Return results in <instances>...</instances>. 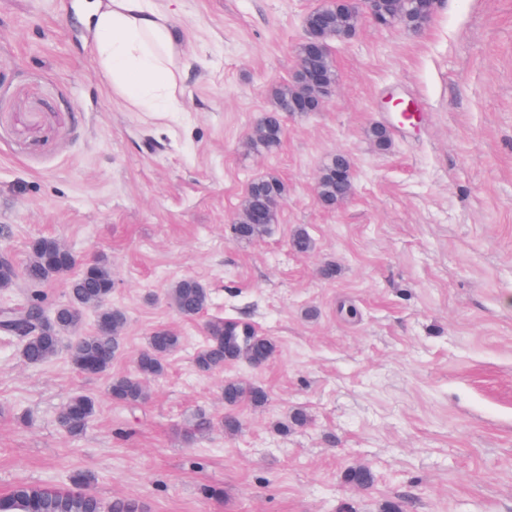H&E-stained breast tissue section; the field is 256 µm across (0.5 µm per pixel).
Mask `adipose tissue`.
<instances>
[{
  "instance_id": "ef3b65f1",
  "label": "adipose tissue",
  "mask_w": 512,
  "mask_h": 512,
  "mask_svg": "<svg viewBox=\"0 0 512 512\" xmlns=\"http://www.w3.org/2000/svg\"><path fill=\"white\" fill-rule=\"evenodd\" d=\"M91 24L98 61L113 90L143 111L172 110L177 43L155 0H108L96 8Z\"/></svg>"
}]
</instances>
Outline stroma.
<instances>
[{
    "label": "stroma",
    "instance_id": "obj_1",
    "mask_svg": "<svg viewBox=\"0 0 512 512\" xmlns=\"http://www.w3.org/2000/svg\"><path fill=\"white\" fill-rule=\"evenodd\" d=\"M99 2L0 0V248L19 269L42 237L107 257L127 316L111 372L96 375L64 349L26 364L0 332V496L88 471L102 503L147 512H512V0H442L419 32L363 21L332 48L335 94L284 115L271 153L243 142L294 76L323 0H156L182 38L173 112L113 91L93 60ZM390 93L415 106L413 123L381 109ZM376 124L391 149L369 140ZM337 153L354 192L328 207L316 187ZM269 174L286 187L278 221L238 243L240 202ZM298 227L313 252L291 249ZM186 276L210 290L204 315L165 301ZM212 317L272 336L275 357L198 373ZM160 326L182 346L128 411L111 375L132 371ZM228 377L262 386L268 405L237 406L235 437L186 440L191 415L225 414ZM75 394L97 411L73 438L56 415ZM297 408L308 424L279 433ZM357 464L372 487L345 482Z\"/></svg>",
    "mask_w": 512,
    "mask_h": 512
}]
</instances>
